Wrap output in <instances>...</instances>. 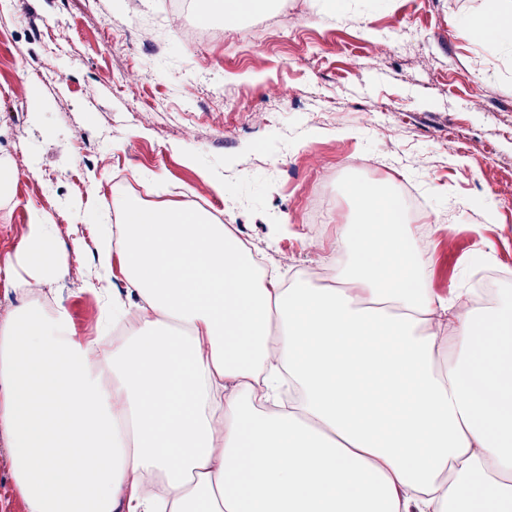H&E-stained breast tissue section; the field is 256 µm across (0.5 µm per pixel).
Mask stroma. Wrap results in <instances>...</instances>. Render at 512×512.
Segmentation results:
<instances>
[{
    "instance_id": "stroma-1",
    "label": "stroma",
    "mask_w": 512,
    "mask_h": 512,
    "mask_svg": "<svg viewBox=\"0 0 512 512\" xmlns=\"http://www.w3.org/2000/svg\"><path fill=\"white\" fill-rule=\"evenodd\" d=\"M490 6L343 0L330 15L322 0H273L221 24L199 11L219 37L191 44L164 25L168 0H0V162L17 171L0 188V260L30 208L65 222L51 297L90 336L103 311L87 282L98 225L119 221L116 178L151 206H185L190 190L290 273L335 255L351 186L392 196L407 182L455 226L430 255L438 294L473 284L476 248L512 270V199L492 185L512 166V49L469 33ZM313 112L329 118L311 123ZM451 130L471 149L451 147ZM487 144L495 154L480 158ZM322 175L315 235L298 194Z\"/></svg>"
}]
</instances>
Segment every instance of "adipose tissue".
Here are the masks:
<instances>
[{"label": "adipose tissue", "mask_w": 512, "mask_h": 512, "mask_svg": "<svg viewBox=\"0 0 512 512\" xmlns=\"http://www.w3.org/2000/svg\"><path fill=\"white\" fill-rule=\"evenodd\" d=\"M352 195L332 288L257 273L189 209L113 196L91 288L121 273L136 328L107 343L62 306L0 317L22 512H512V302L435 293L397 203ZM54 238L31 210L6 268L55 279Z\"/></svg>", "instance_id": "1"}]
</instances>
